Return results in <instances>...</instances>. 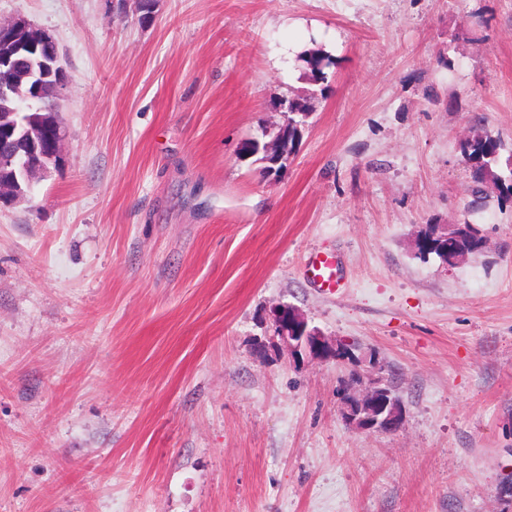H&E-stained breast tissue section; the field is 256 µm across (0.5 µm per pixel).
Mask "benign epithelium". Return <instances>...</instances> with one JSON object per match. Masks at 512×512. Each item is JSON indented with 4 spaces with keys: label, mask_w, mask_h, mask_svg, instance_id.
Returning <instances> with one entry per match:
<instances>
[{
    "label": "benign epithelium",
    "mask_w": 512,
    "mask_h": 512,
    "mask_svg": "<svg viewBox=\"0 0 512 512\" xmlns=\"http://www.w3.org/2000/svg\"><path fill=\"white\" fill-rule=\"evenodd\" d=\"M55 45L53 37L23 17L0 19V97H14L13 106L0 113V204L14 203L27 197L33 183L47 176L50 167L61 161L64 134L57 119L59 101L66 87V76L59 55L45 53ZM24 57L30 66L22 79L41 92L46 80H54L50 102L34 109L30 96L15 91V60ZM281 136L265 143L264 153L273 165L282 162ZM280 347L294 357L313 361L328 358L347 359L349 352L332 343L316 327L309 326L305 315L290 304L273 308ZM345 422L358 430L395 433L403 425L405 409L401 401L390 397L382 380H373L358 391L347 389L343 400Z\"/></svg>",
    "instance_id": "obj_1"
}]
</instances>
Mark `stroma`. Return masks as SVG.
Returning <instances> with one entry per match:
<instances>
[{"mask_svg": "<svg viewBox=\"0 0 512 512\" xmlns=\"http://www.w3.org/2000/svg\"><path fill=\"white\" fill-rule=\"evenodd\" d=\"M54 38L62 160L0 204V512H512V0H0ZM336 56L317 95L294 55ZM311 113L279 178L243 141ZM481 225L457 265L427 225ZM339 255L347 286L304 276ZM300 309L353 358L278 349ZM383 378L393 434L341 415ZM502 142L483 128H475L472 134L459 144L464 160L470 165L476 187L473 194H483L486 185L500 192L512 193V162L506 166V171L500 163ZM304 272L307 279L322 293L338 295L345 288L344 279L338 275L336 256L317 252L307 257Z\"/></svg>", "mask_w": 512, "mask_h": 512, "instance_id": "stroma-1", "label": "stroma"}]
</instances>
